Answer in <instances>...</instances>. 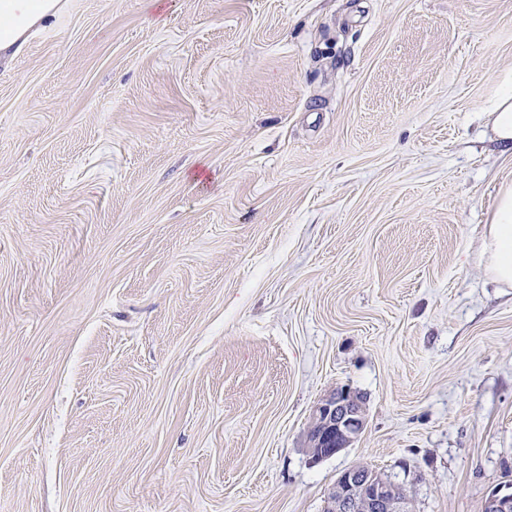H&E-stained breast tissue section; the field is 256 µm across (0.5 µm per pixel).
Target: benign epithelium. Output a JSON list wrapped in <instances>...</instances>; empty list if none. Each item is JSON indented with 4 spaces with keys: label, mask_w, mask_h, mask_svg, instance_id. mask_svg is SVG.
Returning <instances> with one entry per match:
<instances>
[{
    "label": "benign epithelium",
    "mask_w": 512,
    "mask_h": 512,
    "mask_svg": "<svg viewBox=\"0 0 512 512\" xmlns=\"http://www.w3.org/2000/svg\"><path fill=\"white\" fill-rule=\"evenodd\" d=\"M367 422L362 396L337 388L314 408L308 431L311 462L318 463L348 448ZM333 512H409L402 488L384 474L365 465L344 470L328 495ZM488 512H512V493L497 489L487 502Z\"/></svg>",
    "instance_id": "7a95c632"
}]
</instances>
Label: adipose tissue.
Listing matches in <instances>:
<instances>
[{
  "label": "adipose tissue",
  "instance_id": "ef3b65f1",
  "mask_svg": "<svg viewBox=\"0 0 512 512\" xmlns=\"http://www.w3.org/2000/svg\"><path fill=\"white\" fill-rule=\"evenodd\" d=\"M52 0H0V50L16 44L35 25L53 16ZM486 273L512 288V182L498 189L489 222L480 242Z\"/></svg>",
  "mask_w": 512,
  "mask_h": 512
}]
</instances>
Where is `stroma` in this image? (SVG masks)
Listing matches in <instances>:
<instances>
[{"instance_id": "35a3bbf8", "label": "stroma", "mask_w": 512, "mask_h": 512, "mask_svg": "<svg viewBox=\"0 0 512 512\" xmlns=\"http://www.w3.org/2000/svg\"><path fill=\"white\" fill-rule=\"evenodd\" d=\"M510 71L512 0H73L0 58V512H324L358 463L485 512ZM492 130L496 139L506 146L512 153V79L506 81V86L494 105L493 112H489ZM486 273L503 288H512V182L498 189L480 242ZM366 422L362 396L348 388L333 390L312 413L307 448L311 462L318 463L348 448L363 433Z\"/></svg>"}]
</instances>
